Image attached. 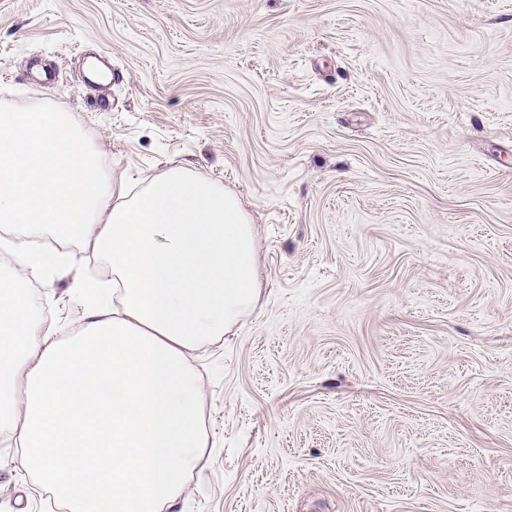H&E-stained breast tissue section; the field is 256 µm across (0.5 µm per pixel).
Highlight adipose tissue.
Segmentation results:
<instances>
[{
  "label": "adipose tissue",
  "mask_w": 512,
  "mask_h": 512,
  "mask_svg": "<svg viewBox=\"0 0 512 512\" xmlns=\"http://www.w3.org/2000/svg\"><path fill=\"white\" fill-rule=\"evenodd\" d=\"M0 434L74 512H174L207 446L195 352L261 304L258 241L232 191L182 166L114 183L70 113L0 103ZM92 247L112 284L82 283L86 323L52 339L22 281Z\"/></svg>",
  "instance_id": "1"
}]
</instances>
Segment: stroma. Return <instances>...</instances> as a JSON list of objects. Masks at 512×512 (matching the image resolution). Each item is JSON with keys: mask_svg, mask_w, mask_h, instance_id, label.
<instances>
[{"mask_svg": "<svg viewBox=\"0 0 512 512\" xmlns=\"http://www.w3.org/2000/svg\"><path fill=\"white\" fill-rule=\"evenodd\" d=\"M257 229L182 512H512V0H0V100ZM30 281L55 338L91 250ZM0 512H66L0 435Z\"/></svg>", "mask_w": 512, "mask_h": 512, "instance_id": "stroma-1", "label": "stroma"}]
</instances>
